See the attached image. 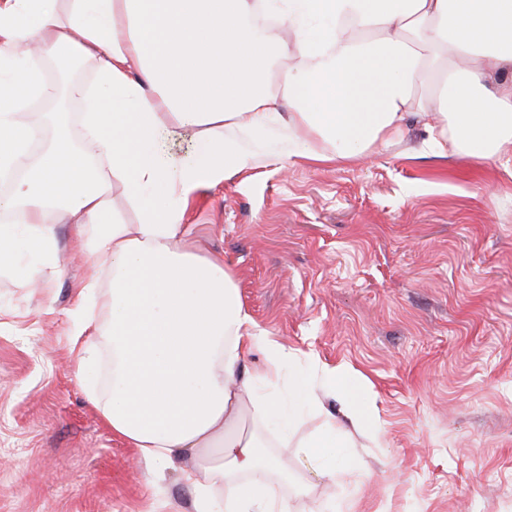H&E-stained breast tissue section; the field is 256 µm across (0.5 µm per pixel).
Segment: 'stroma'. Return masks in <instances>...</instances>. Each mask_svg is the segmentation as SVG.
<instances>
[{"mask_svg":"<svg viewBox=\"0 0 512 512\" xmlns=\"http://www.w3.org/2000/svg\"><path fill=\"white\" fill-rule=\"evenodd\" d=\"M421 138L346 165L267 141L262 165L190 198L187 241L223 258L286 371H355L377 413L349 437L358 483L289 460L290 512H512V177ZM36 263L34 288L0 270V512H192L75 378L71 225Z\"/></svg>","mask_w":512,"mask_h":512,"instance_id":"obj_1","label":"stroma"}]
</instances>
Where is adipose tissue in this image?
<instances>
[{
	"mask_svg": "<svg viewBox=\"0 0 512 512\" xmlns=\"http://www.w3.org/2000/svg\"><path fill=\"white\" fill-rule=\"evenodd\" d=\"M61 57L89 79L46 78ZM62 93L83 106L80 137L66 128L29 154L40 128L22 112ZM412 123L422 149L512 174V0H0V170L16 173L0 212L22 217L0 227V266L29 282L56 216L74 225L89 259L70 314L76 378L108 360L92 402L149 473L176 472L193 512H288L270 476L292 455L352 471L335 419L290 443L294 411L318 400L301 378L280 391L287 351L256 332L224 262L184 246L191 192L259 166V140L350 163ZM161 135L193 154L161 152ZM116 184L137 223L113 207ZM255 350L265 368L245 374ZM322 388L354 431H376L356 374L323 372ZM248 416L276 429L279 456L244 434Z\"/></svg>",
	"mask_w": 512,
	"mask_h": 512,
	"instance_id": "1",
	"label": "adipose tissue"
}]
</instances>
